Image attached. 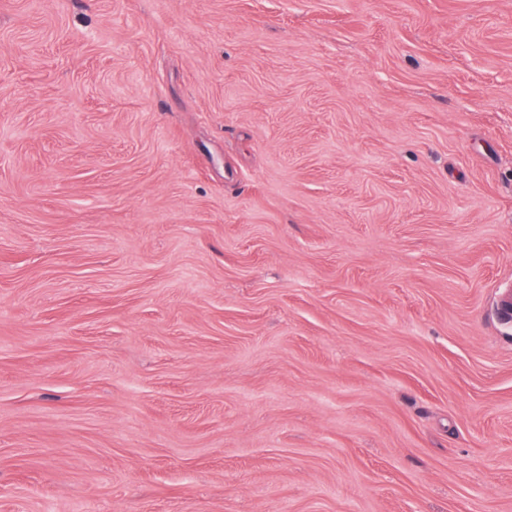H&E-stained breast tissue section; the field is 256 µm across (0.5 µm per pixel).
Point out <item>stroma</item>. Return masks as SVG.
Listing matches in <instances>:
<instances>
[{
  "label": "stroma",
  "instance_id": "35a3bbf8",
  "mask_svg": "<svg viewBox=\"0 0 512 512\" xmlns=\"http://www.w3.org/2000/svg\"><path fill=\"white\" fill-rule=\"evenodd\" d=\"M512 0H0V512H512Z\"/></svg>",
  "mask_w": 512,
  "mask_h": 512
}]
</instances>
